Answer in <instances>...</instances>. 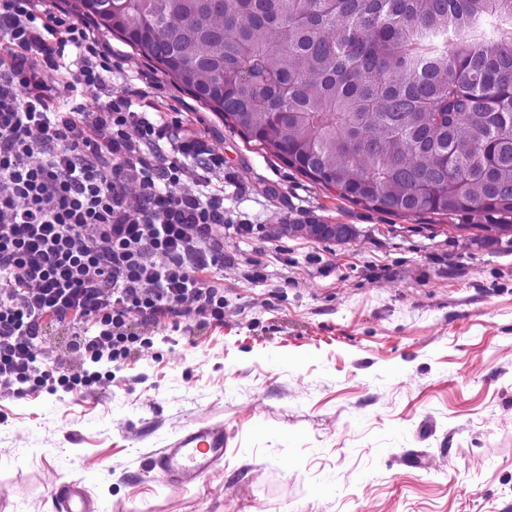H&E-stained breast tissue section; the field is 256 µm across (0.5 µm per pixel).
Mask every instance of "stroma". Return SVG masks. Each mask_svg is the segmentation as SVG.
I'll return each instance as SVG.
<instances>
[{"label": "stroma", "mask_w": 512, "mask_h": 512, "mask_svg": "<svg viewBox=\"0 0 512 512\" xmlns=\"http://www.w3.org/2000/svg\"><path fill=\"white\" fill-rule=\"evenodd\" d=\"M110 86L149 98L223 155L224 322L142 328L147 345L77 393L0 396V512H503L512 504V251L363 209L225 127L115 36ZM353 224L345 243L279 224ZM247 232H237V225ZM224 460L173 485L148 464L183 426ZM93 505L83 490L76 485H69L58 495L59 512H91Z\"/></svg>", "instance_id": "35a3bbf8"}]
</instances>
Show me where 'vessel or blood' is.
Segmentation results:
<instances>
[{"label":"vessel or blood","instance_id":"b4317fda","mask_svg":"<svg viewBox=\"0 0 512 512\" xmlns=\"http://www.w3.org/2000/svg\"><path fill=\"white\" fill-rule=\"evenodd\" d=\"M227 439L223 428L186 426L173 444L159 451L150 468L173 484L205 477L224 458ZM93 505L83 490L67 486L58 495V512H92Z\"/></svg>","mask_w":512,"mask_h":512}]
</instances>
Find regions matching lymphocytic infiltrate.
Here are the masks:
<instances>
[{
	"label": "lymphocytic infiltrate",
	"instance_id": "f902f5d3",
	"mask_svg": "<svg viewBox=\"0 0 512 512\" xmlns=\"http://www.w3.org/2000/svg\"><path fill=\"white\" fill-rule=\"evenodd\" d=\"M112 51L90 21L46 0H0V395L77 392L95 364L144 346L133 324L224 321V196L190 163L223 167L139 90L90 109ZM73 329L74 361L44 340Z\"/></svg>",
	"mask_w": 512,
	"mask_h": 512
}]
</instances>
